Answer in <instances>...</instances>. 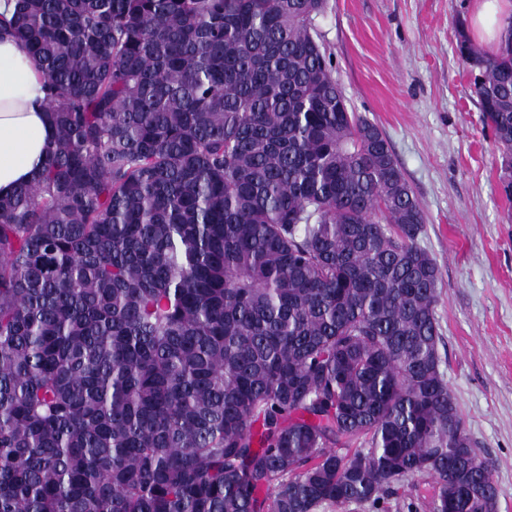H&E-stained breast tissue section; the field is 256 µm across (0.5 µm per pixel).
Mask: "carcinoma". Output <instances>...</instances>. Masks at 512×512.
<instances>
[{
    "label": "carcinoma",
    "instance_id": "obj_1",
    "mask_svg": "<svg viewBox=\"0 0 512 512\" xmlns=\"http://www.w3.org/2000/svg\"><path fill=\"white\" fill-rule=\"evenodd\" d=\"M324 6L16 0L56 135L0 197V512L376 507L415 475L497 512L422 208ZM458 37L512 202V33Z\"/></svg>",
    "mask_w": 512,
    "mask_h": 512
}]
</instances>
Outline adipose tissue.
<instances>
[{
	"instance_id": "obj_1",
	"label": "adipose tissue",
	"mask_w": 512,
	"mask_h": 512,
	"mask_svg": "<svg viewBox=\"0 0 512 512\" xmlns=\"http://www.w3.org/2000/svg\"><path fill=\"white\" fill-rule=\"evenodd\" d=\"M474 35L498 46L512 33V0H475ZM54 140L38 58L0 29V196L33 182Z\"/></svg>"
}]
</instances>
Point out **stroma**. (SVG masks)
<instances>
[{
  "label": "stroma",
  "mask_w": 512,
  "mask_h": 512,
  "mask_svg": "<svg viewBox=\"0 0 512 512\" xmlns=\"http://www.w3.org/2000/svg\"><path fill=\"white\" fill-rule=\"evenodd\" d=\"M472 0H327L312 32L351 107L376 123L424 214L436 259L442 369L479 454L512 512V212L497 190L500 157L458 50ZM432 481L414 476L383 508L430 512Z\"/></svg>",
  "instance_id": "stroma-1"
}]
</instances>
